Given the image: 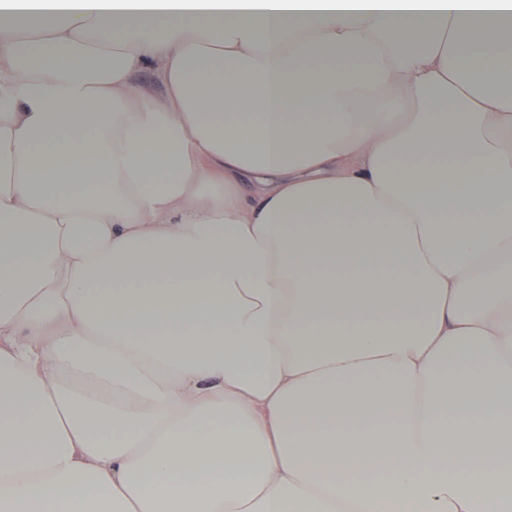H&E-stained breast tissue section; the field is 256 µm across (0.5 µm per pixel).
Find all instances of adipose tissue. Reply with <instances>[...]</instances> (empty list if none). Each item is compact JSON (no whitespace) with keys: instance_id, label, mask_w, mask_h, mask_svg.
Wrapping results in <instances>:
<instances>
[{"instance_id":"ef3b65f1","label":"adipose tissue","mask_w":512,"mask_h":512,"mask_svg":"<svg viewBox=\"0 0 512 512\" xmlns=\"http://www.w3.org/2000/svg\"><path fill=\"white\" fill-rule=\"evenodd\" d=\"M0 512H512V0H0Z\"/></svg>"}]
</instances>
